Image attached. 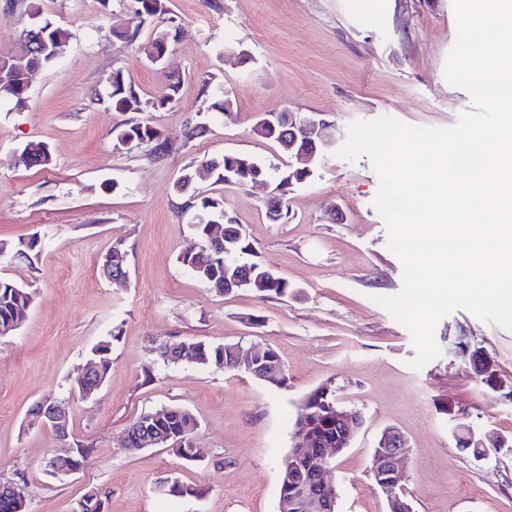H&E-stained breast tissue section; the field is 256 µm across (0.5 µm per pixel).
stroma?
Wrapping results in <instances>:
<instances>
[{
    "label": "stroma",
    "instance_id": "obj_1",
    "mask_svg": "<svg viewBox=\"0 0 512 512\" xmlns=\"http://www.w3.org/2000/svg\"><path fill=\"white\" fill-rule=\"evenodd\" d=\"M41 8L72 38L32 73L25 107L0 101V242L34 233L44 240L32 261L0 260V277L33 296L21 328L0 338V481L25 485L29 512H79L94 489L107 496L105 512H278L280 463L299 406L329 382L344 407L364 416L332 464L337 512H387L370 468L388 427L409 445L405 491L414 512H512V330L457 310L435 328L440 356L410 367L416 349L407 329L375 302L400 291L402 264L373 204L379 180L368 157L326 153L312 177L289 189L281 224L265 216L269 186L196 183L200 195L223 198L260 262L294 295L221 294L177 261L198 245L177 177L227 152L280 164L277 145L253 132L260 116L325 119L338 147L355 120L388 115L446 128L471 110L469 94L444 77L457 32L452 0H170L160 20L137 14L130 0H42ZM30 24L25 0H0V56L16 51ZM161 29L175 35L168 71L182 81L175 105L144 115L174 140L157 161L143 147L116 148L122 115L105 80L120 69L141 98L159 96L168 71L140 48ZM228 47L249 61L226 62ZM227 97L233 108L225 112ZM199 123L206 134L184 141V128ZM31 141L48 146L50 167L24 162ZM116 240L127 251L121 283L100 273ZM189 338L271 346L286 382L161 362L159 345ZM107 339V383L90 399L71 395L90 348ZM477 352L493 361L496 384L476 376ZM50 395L69 403L68 439L25 426L29 409ZM169 404L197 417L198 457L169 448L126 453L129 423ZM457 412L503 447L481 458L457 449ZM75 443L92 446L88 465L52 477L46 459ZM171 478L189 494L156 493Z\"/></svg>",
    "mask_w": 512,
    "mask_h": 512
}]
</instances>
